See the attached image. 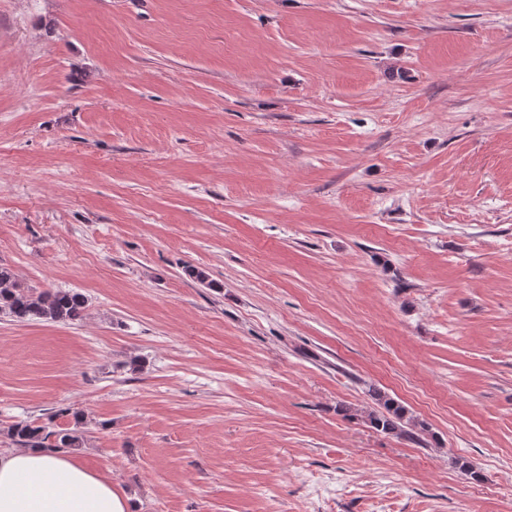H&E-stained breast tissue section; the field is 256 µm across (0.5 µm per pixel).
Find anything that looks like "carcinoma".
I'll return each instance as SVG.
<instances>
[{"label": "carcinoma", "instance_id": "1", "mask_svg": "<svg viewBox=\"0 0 512 512\" xmlns=\"http://www.w3.org/2000/svg\"><path fill=\"white\" fill-rule=\"evenodd\" d=\"M87 307V298L74 290L54 289L34 291L19 285L13 271L0 265V314L13 322H67L78 320ZM371 397L381 407L367 414L371 426L386 434L412 435L406 430L410 424L406 408L377 388L370 389ZM66 418L69 426L62 428L55 420ZM84 415L71 408L57 410L48 422L13 423L3 434L14 444L24 448L48 450H75L85 446Z\"/></svg>", "mask_w": 512, "mask_h": 512}]
</instances>
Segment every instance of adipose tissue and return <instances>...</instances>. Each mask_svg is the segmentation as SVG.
Wrapping results in <instances>:
<instances>
[{
	"label": "adipose tissue",
	"mask_w": 512,
	"mask_h": 512,
	"mask_svg": "<svg viewBox=\"0 0 512 512\" xmlns=\"http://www.w3.org/2000/svg\"><path fill=\"white\" fill-rule=\"evenodd\" d=\"M0 512H131L129 497L71 454L0 452Z\"/></svg>",
	"instance_id": "1"
}]
</instances>
